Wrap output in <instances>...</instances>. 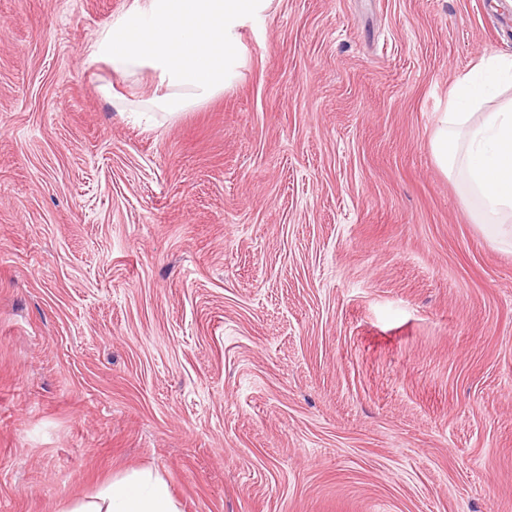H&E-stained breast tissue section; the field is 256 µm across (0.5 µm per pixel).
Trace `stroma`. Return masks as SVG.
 Here are the masks:
<instances>
[{"label": "stroma", "instance_id": "stroma-1", "mask_svg": "<svg viewBox=\"0 0 512 512\" xmlns=\"http://www.w3.org/2000/svg\"><path fill=\"white\" fill-rule=\"evenodd\" d=\"M129 2L0 0V512H512V243L430 147L512 7L274 0L169 118L85 61ZM95 500L72 512H179L165 480L149 470L112 481Z\"/></svg>", "mask_w": 512, "mask_h": 512}]
</instances>
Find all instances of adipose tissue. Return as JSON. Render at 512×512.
Instances as JSON below:
<instances>
[{"label": "adipose tissue", "mask_w": 512, "mask_h": 512, "mask_svg": "<svg viewBox=\"0 0 512 512\" xmlns=\"http://www.w3.org/2000/svg\"><path fill=\"white\" fill-rule=\"evenodd\" d=\"M273 0H132L88 49L114 74L149 71L150 107L174 114L235 85L246 64L241 31ZM431 147L446 175L480 201L476 223L512 230V57L490 55L460 76ZM75 512H179L167 483L142 470L113 481Z\"/></svg>", "instance_id": "adipose-tissue-1"}]
</instances>
